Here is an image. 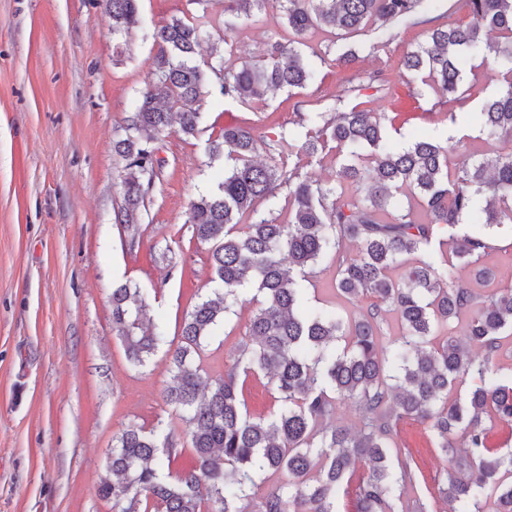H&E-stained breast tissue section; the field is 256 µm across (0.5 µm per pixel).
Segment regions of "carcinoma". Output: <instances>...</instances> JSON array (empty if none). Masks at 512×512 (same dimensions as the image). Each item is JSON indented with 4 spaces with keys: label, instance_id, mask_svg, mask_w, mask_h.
<instances>
[{
    "label": "carcinoma",
    "instance_id": "1",
    "mask_svg": "<svg viewBox=\"0 0 512 512\" xmlns=\"http://www.w3.org/2000/svg\"><path fill=\"white\" fill-rule=\"evenodd\" d=\"M139 0H98L123 36L139 25ZM424 0H224V16L247 18L274 3L299 43L321 30L331 35L370 32L383 39L395 23L424 24ZM471 20L433 25L425 42L407 51L402 68L438 85L448 102L463 99L465 72L460 57H493L505 69V86L479 112L486 139L512 143V0H467ZM203 14L175 18L153 30L156 49L151 78L127 119L125 137L114 149L126 161L120 222L131 238L140 233L142 208L162 167L156 143L177 132H199L201 103L216 91L246 103L269 91L303 88L317 80L314 51L306 58L276 41L259 62L219 74L198 62ZM509 39L498 46L496 36ZM388 117L360 105L331 114L308 115L311 128L302 146L284 135L259 139L253 128L227 125L223 141L210 147L224 155L217 187L191 202L192 237L211 244L212 280L219 287L197 302L181 323L180 342L170 356L171 382L165 401L185 424L195 464L173 476L160 473L162 459L177 456L171 433L130 425L114 439L99 494L112 512H254L256 478H286L263 496L259 512H336L361 466L368 473L355 487L356 512H427L424 504L400 506L416 471L411 462L394 468L390 441L397 422H427L444 465L439 496L467 512H512V451L490 442L483 415L512 423V377L485 382L512 331V286L482 296L448 278L458 260L483 283L494 272L483 264L491 249L479 231L459 232L472 222L488 228L512 224V150L471 158L450 168L455 147L415 140L404 148L387 143ZM330 148L336 152V184L321 185L300 171L301 156ZM265 160L255 159L259 150ZM363 186L365 196H347L344 186ZM288 187V218L264 217L259 207ZM408 193L424 210L395 214L392 200ZM251 218L242 224L243 217ZM356 255L343 252L346 245ZM331 256L336 291L353 303L364 294L376 302L354 317L327 315L307 307V270ZM401 268L400 278L391 271ZM256 295L247 300L244 294ZM252 302L245 344L232 369L211 381L196 356L237 304ZM401 324L399 343L384 357L380 338L386 315ZM112 324L128 361L145 366L166 336L149 315L138 288L112 289ZM446 331L436 342L434 337ZM478 347L483 355L473 356ZM395 371L393 384L385 364ZM265 373L278 393L268 419L245 408L239 375ZM479 380L463 395L450 397L456 381ZM352 400L362 416L353 431L333 423L340 400ZM491 488L496 507L481 494Z\"/></svg>",
    "mask_w": 512,
    "mask_h": 512
}]
</instances>
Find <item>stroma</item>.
<instances>
[{
  "label": "stroma",
  "mask_w": 512,
  "mask_h": 512,
  "mask_svg": "<svg viewBox=\"0 0 512 512\" xmlns=\"http://www.w3.org/2000/svg\"><path fill=\"white\" fill-rule=\"evenodd\" d=\"M194 0H140V24L129 36L112 34L96 0H0V512H112L97 490L114 437L130 425L171 430L180 451L169 467L193 465L186 427L165 402L168 352L180 324L201 296L214 289L209 245L197 242L188 222L190 204L217 186L223 157H210L226 122L247 124L256 136L291 135L304 142L309 112L331 113L362 100L394 115L387 130L396 148L425 137L454 141V161L472 151L491 154L477 114L502 76L481 57L464 59L471 95L450 109L436 86L422 84L400 66L404 52L423 41V27L393 25L388 42L346 38L359 62L343 71L320 65L317 83L268 94L248 105L206 99L200 132L171 133L158 143L163 168L146 201L139 237L117 221L125 162L112 149L144 89L154 56L148 34L172 18L222 14ZM278 11L207 28L200 47L232 42L227 69L257 60L273 41L287 42ZM379 73L389 94L363 90L343 95L355 73ZM336 265L322 259L310 275L305 301L346 315L370 297L349 303L333 291ZM142 290L166 337L147 366L133 367L112 325L113 288ZM250 306L236 307L203 345L201 367L223 376L248 338ZM252 418L269 417L277 394L264 374L239 379ZM413 458L419 468L407 497L429 512H443L437 493L441 460L426 425L397 424L392 463Z\"/></svg>",
  "instance_id": "1"
}]
</instances>
